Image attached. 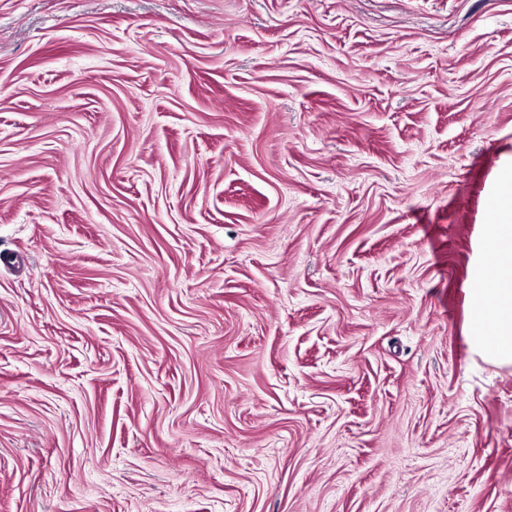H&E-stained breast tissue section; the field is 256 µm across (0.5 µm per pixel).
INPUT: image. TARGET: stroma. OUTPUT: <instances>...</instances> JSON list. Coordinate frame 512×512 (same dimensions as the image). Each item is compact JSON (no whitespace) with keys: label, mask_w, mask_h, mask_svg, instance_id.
<instances>
[{"label":"stroma","mask_w":512,"mask_h":512,"mask_svg":"<svg viewBox=\"0 0 512 512\" xmlns=\"http://www.w3.org/2000/svg\"><path fill=\"white\" fill-rule=\"evenodd\" d=\"M511 162L512 0H0V512H512ZM479 243L482 255L467 288L468 345L483 359L512 365V167L499 180ZM486 258V260L484 259Z\"/></svg>","instance_id":"1"}]
</instances>
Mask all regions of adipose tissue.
Listing matches in <instances>:
<instances>
[{"instance_id": "obj_1", "label": "adipose tissue", "mask_w": 512, "mask_h": 512, "mask_svg": "<svg viewBox=\"0 0 512 512\" xmlns=\"http://www.w3.org/2000/svg\"><path fill=\"white\" fill-rule=\"evenodd\" d=\"M479 243L481 260L467 288L468 345L483 359L512 365V168L499 180Z\"/></svg>"}]
</instances>
